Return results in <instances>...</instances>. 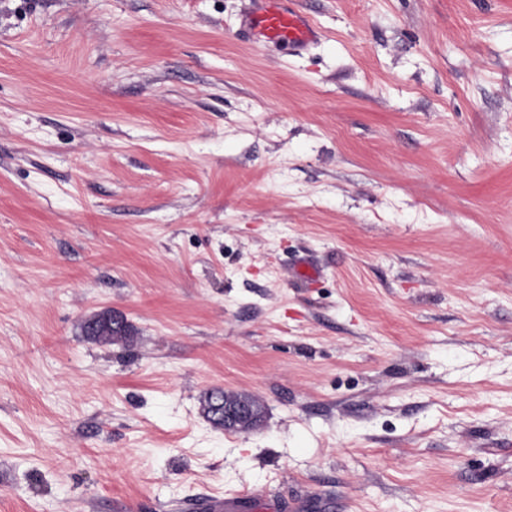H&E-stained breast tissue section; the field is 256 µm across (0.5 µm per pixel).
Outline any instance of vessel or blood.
<instances>
[{
    "instance_id": "b4317fda",
    "label": "vessel or blood",
    "mask_w": 512,
    "mask_h": 512,
    "mask_svg": "<svg viewBox=\"0 0 512 512\" xmlns=\"http://www.w3.org/2000/svg\"><path fill=\"white\" fill-rule=\"evenodd\" d=\"M283 0H261L258 8L248 12L243 23L262 42L280 45L289 52L307 50L317 39V27L306 15L283 8ZM266 503L281 512L282 502L257 493L249 496L215 497L201 504V512H249L255 504Z\"/></svg>"
}]
</instances>
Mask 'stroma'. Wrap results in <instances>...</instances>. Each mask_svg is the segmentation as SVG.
Wrapping results in <instances>:
<instances>
[{
	"label": "stroma",
	"instance_id": "35a3bbf8",
	"mask_svg": "<svg viewBox=\"0 0 512 512\" xmlns=\"http://www.w3.org/2000/svg\"><path fill=\"white\" fill-rule=\"evenodd\" d=\"M297 6L0 0V512H512V0ZM260 1L258 8L244 16L243 24L261 42L281 45L290 53H301L316 41L317 27L309 16L283 8L284 0ZM83 332L87 338L102 343H112L115 341L126 340L132 333V326L122 316L121 321L117 323L116 327L104 333H96L88 324L84 322ZM216 393H220L226 402L234 403L240 400L249 401L254 407L255 413L258 417L259 425L262 424L264 418V408L262 401L247 393H239L233 391H213L209 389L200 395L199 403L201 414L210 422V424L218 429H224L225 432L232 433H247L258 428L255 425V418L249 405L240 403L235 406H229L224 403V408L221 410L220 416L215 417L213 414V403L215 401ZM258 502H266L265 505L273 509L285 508L280 501L269 498L265 494L257 493L249 496L215 497L200 505L198 510L203 512H249Z\"/></svg>",
	"mask_w": 512,
	"mask_h": 512
}]
</instances>
